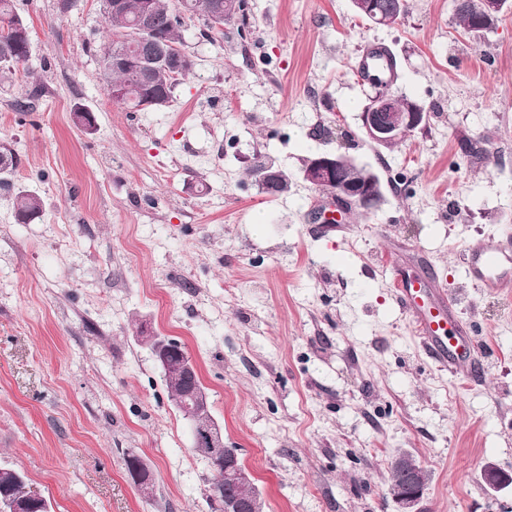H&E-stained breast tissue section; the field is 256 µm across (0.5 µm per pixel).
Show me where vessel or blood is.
Returning <instances> with one entry per match:
<instances>
[{"label": "vessel or blood", "mask_w": 512, "mask_h": 512, "mask_svg": "<svg viewBox=\"0 0 512 512\" xmlns=\"http://www.w3.org/2000/svg\"><path fill=\"white\" fill-rule=\"evenodd\" d=\"M466 275L474 287L497 291L512 279V249L468 247ZM393 285L398 306L409 318L427 357L448 371L469 375L479 362L478 341L456 314L455 301L427 268L398 274Z\"/></svg>", "instance_id": "vessel-or-blood-1"}]
</instances>
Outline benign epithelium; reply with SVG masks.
Masks as SVG:
<instances>
[{
  "instance_id": "obj_1",
  "label": "benign epithelium",
  "mask_w": 512,
  "mask_h": 512,
  "mask_svg": "<svg viewBox=\"0 0 512 512\" xmlns=\"http://www.w3.org/2000/svg\"><path fill=\"white\" fill-rule=\"evenodd\" d=\"M359 13L372 23L392 26L399 21L398 16L388 15L375 8L374 2L354 3ZM512 11V0H484V13L488 17H500ZM130 41L147 49L137 61H132L126 53L115 47L109 50L102 65L112 71L125 68L134 62L143 72H148L159 62L177 75L186 57L180 45L163 47L152 53L154 39V7L146 5L142 15L127 31ZM361 128L365 137L376 145L393 146L423 128L428 114L419 110H402L396 104V97L388 88L370 97L368 105L360 115ZM349 159L339 154H323L311 158L303 169V179L311 186L327 191L336 206L342 210L355 207L372 210L381 204L382 187L378 179L353 182L343 177L342 170ZM146 342L152 350L154 361L163 373H169L171 358L180 352V344L162 336H147ZM177 379L182 381L184 405L191 416V433L194 445L202 444L212 449L209 456L211 471L224 482L225 486L243 487L252 483V475L240 463L237 451L224 444V428L214 418L209 397L198 383V370L191 359L179 365ZM140 470L134 472L133 481L141 494L151 496L154 482L144 460H139ZM390 471L398 475L400 484L389 488L390 496L397 506L396 512H419L430 482L429 472L408 452L395 455L389 464ZM483 479L492 489L497 490L512 484V476L501 471L495 464L485 465ZM36 505L43 512L49 510L47 500L32 492L25 501L0 500V512H26L30 505ZM211 512H264V500L259 492H254L246 500L229 495H215L209 501Z\"/></svg>"
}]
</instances>
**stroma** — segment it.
I'll use <instances>...</instances> for the list:
<instances>
[{
    "mask_svg": "<svg viewBox=\"0 0 512 512\" xmlns=\"http://www.w3.org/2000/svg\"><path fill=\"white\" fill-rule=\"evenodd\" d=\"M15 4L32 55L0 78L19 161L0 185V466L51 512H210L209 464L141 326L185 346L265 512H395L402 451L431 475L421 512H512V486L482 478L488 462L512 472V280L486 293L463 264L512 227V12L478 35L456 0H409L391 27L351 0H246L223 30L186 22L190 74L134 112L102 80V0ZM371 44L397 60L395 94L432 109L390 149L361 129ZM330 153L380 176L379 208L315 221L302 169ZM258 154L287 193L255 183ZM20 192L42 198L37 217L18 219ZM416 252L477 333L475 380L437 371L395 302L393 269Z\"/></svg>",
    "mask_w": 512,
    "mask_h": 512,
    "instance_id": "obj_1",
    "label": "stroma"
}]
</instances>
